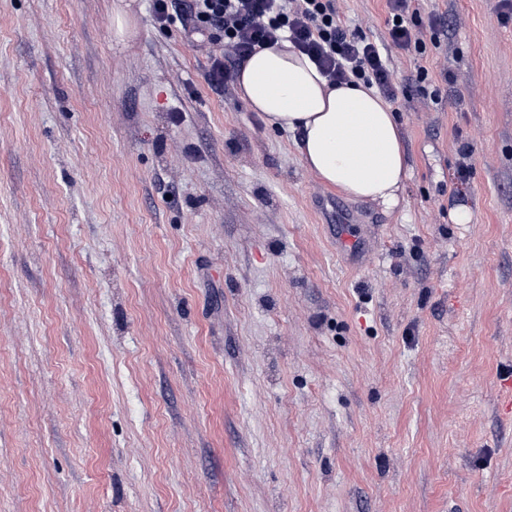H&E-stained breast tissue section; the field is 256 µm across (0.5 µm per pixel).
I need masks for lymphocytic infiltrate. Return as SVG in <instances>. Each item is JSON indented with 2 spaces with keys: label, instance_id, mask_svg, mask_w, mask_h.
Returning a JSON list of instances; mask_svg holds the SVG:
<instances>
[{
  "label": "lymphocytic infiltrate",
  "instance_id": "obj_1",
  "mask_svg": "<svg viewBox=\"0 0 512 512\" xmlns=\"http://www.w3.org/2000/svg\"><path fill=\"white\" fill-rule=\"evenodd\" d=\"M388 41L406 53L440 48L442 18L423 20L415 0H387ZM160 28L180 25L186 38L208 51L207 84H233L241 65L258 48L288 37L317 64L329 85L360 82L377 88L391 104L405 95L378 44L351 30L337 0H153Z\"/></svg>",
  "mask_w": 512,
  "mask_h": 512
}]
</instances>
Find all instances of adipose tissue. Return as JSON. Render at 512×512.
<instances>
[{
	"label": "adipose tissue",
	"mask_w": 512,
	"mask_h": 512,
	"mask_svg": "<svg viewBox=\"0 0 512 512\" xmlns=\"http://www.w3.org/2000/svg\"><path fill=\"white\" fill-rule=\"evenodd\" d=\"M237 84L249 108L270 125L300 131L304 165L321 182L354 200L399 207L407 155L395 116L374 89L329 87L285 40L249 57Z\"/></svg>",
	"instance_id": "ef3b65f1"
}]
</instances>
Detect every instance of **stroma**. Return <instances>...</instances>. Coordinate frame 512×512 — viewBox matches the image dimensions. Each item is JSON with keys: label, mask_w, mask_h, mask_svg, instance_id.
<instances>
[{"label": "stroma", "mask_w": 512, "mask_h": 512, "mask_svg": "<svg viewBox=\"0 0 512 512\" xmlns=\"http://www.w3.org/2000/svg\"><path fill=\"white\" fill-rule=\"evenodd\" d=\"M417 5L387 211L153 0H0V512H512V17Z\"/></svg>", "instance_id": "35a3bbf8"}]
</instances>
